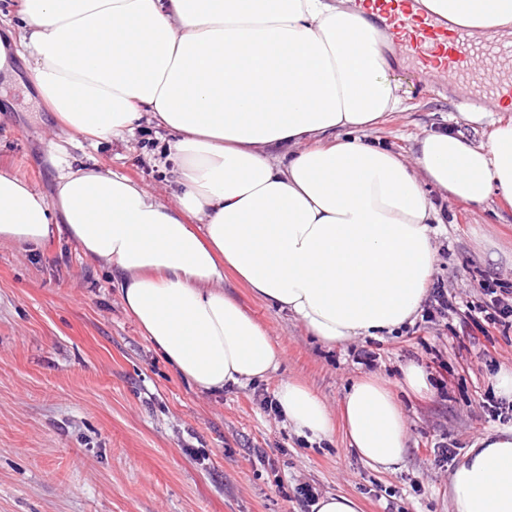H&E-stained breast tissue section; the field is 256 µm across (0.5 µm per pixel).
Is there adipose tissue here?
Segmentation results:
<instances>
[{
    "mask_svg": "<svg viewBox=\"0 0 512 512\" xmlns=\"http://www.w3.org/2000/svg\"><path fill=\"white\" fill-rule=\"evenodd\" d=\"M478 34L512 33V0H421ZM0 40L51 115L99 142L141 121L173 135L177 202L129 177L56 164L46 198L0 170V239L60 231L116 278L126 311L184 380L205 392L276 371L265 327L224 293L253 294L328 345L413 323L426 297L439 215L426 185L476 205L512 202V120L484 144L432 132L414 162L363 132L399 111L387 41L347 0H21ZM291 146L288 157L268 151ZM202 217L204 235L186 222ZM278 409L306 440L330 436L325 403L282 382ZM348 445L369 467L403 458L406 420L386 382L344 393ZM453 512H512V429L474 438L449 480Z\"/></svg>",
    "mask_w": 512,
    "mask_h": 512,
    "instance_id": "1",
    "label": "adipose tissue"
}]
</instances>
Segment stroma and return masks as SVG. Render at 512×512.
Segmentation results:
<instances>
[{
	"instance_id": "1",
	"label": "stroma",
	"mask_w": 512,
	"mask_h": 512,
	"mask_svg": "<svg viewBox=\"0 0 512 512\" xmlns=\"http://www.w3.org/2000/svg\"><path fill=\"white\" fill-rule=\"evenodd\" d=\"M389 81L403 99L366 138L413 158L418 140L448 126L487 142L500 118L489 103L471 120L469 92L420 72L400 51ZM0 75V168L52 196L50 156L128 176L166 204L175 175L162 165V138L142 123L124 142H101L55 121L23 64ZM443 219L433 235L432 283L457 300L477 297L480 276L512 285V204L477 207L428 188ZM220 287L267 328L283 352L277 372L207 393L179 378L141 335L109 270L57 233L43 245L0 240V512H300L307 483L357 497L363 512H452L451 465L435 445L463 457L476 436L502 429L483 408L496 376L512 372V328L484 336L463 315L419 330L328 347L290 315L256 297L234 275ZM376 354L358 362L360 349ZM414 364L427 396L404 383ZM366 375L389 383L407 420L406 451L394 470L366 466L344 440L346 386ZM309 387L336 425L311 443L293 434L262 399L280 382Z\"/></svg>"
}]
</instances>
